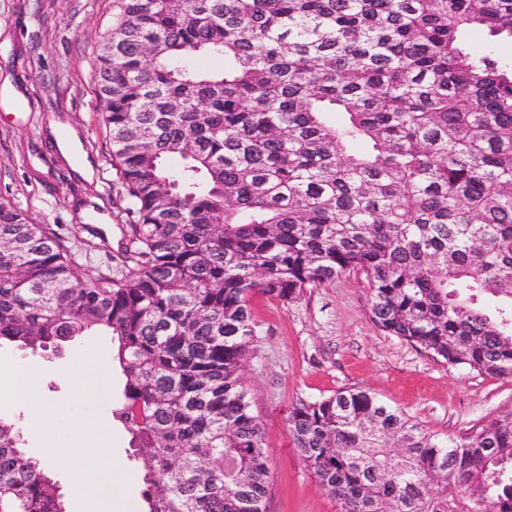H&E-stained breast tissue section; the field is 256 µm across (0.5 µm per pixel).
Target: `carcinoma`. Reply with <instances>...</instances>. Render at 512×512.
<instances>
[{"mask_svg": "<svg viewBox=\"0 0 512 512\" xmlns=\"http://www.w3.org/2000/svg\"><path fill=\"white\" fill-rule=\"evenodd\" d=\"M114 3L94 85L129 263L83 277L0 201V345L112 337L138 512H267L256 293L359 275L379 330L512 380V61L464 39L512 46V0ZM287 421L339 512H512V413L455 440L344 389ZM0 512H67L2 417Z\"/></svg>", "mask_w": 512, "mask_h": 512, "instance_id": "obj_1", "label": "carcinoma"}]
</instances>
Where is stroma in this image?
<instances>
[{
  "mask_svg": "<svg viewBox=\"0 0 512 512\" xmlns=\"http://www.w3.org/2000/svg\"><path fill=\"white\" fill-rule=\"evenodd\" d=\"M113 13V0H0V86L11 89L0 95V200L49 225L82 274L114 272L130 234L93 82ZM69 131L94 167L92 179L58 148ZM251 306L260 327L243 372L265 430L268 512H337L288 434V412L299 401L363 389L452 438L512 412V381L450 365L376 328L363 277L345 274L288 302L257 295ZM86 342L76 337L56 355L4 346L0 358L36 367L43 399L67 402L59 371Z\"/></svg>",
  "mask_w": 512,
  "mask_h": 512,
  "instance_id": "stroma-1",
  "label": "stroma"
}]
</instances>
